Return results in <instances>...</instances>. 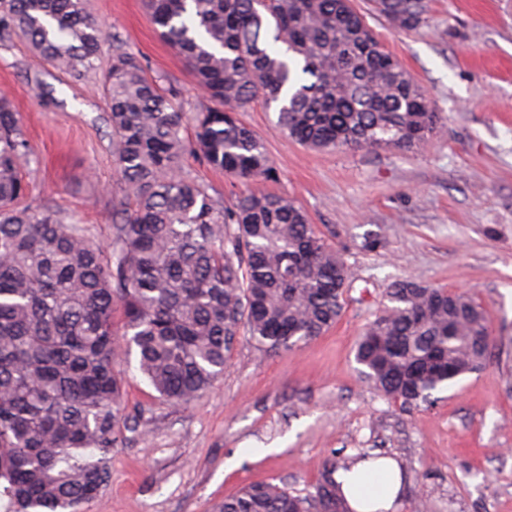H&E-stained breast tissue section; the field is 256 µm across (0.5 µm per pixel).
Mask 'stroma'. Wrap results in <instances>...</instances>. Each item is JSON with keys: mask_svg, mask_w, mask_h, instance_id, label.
<instances>
[{"mask_svg": "<svg viewBox=\"0 0 512 512\" xmlns=\"http://www.w3.org/2000/svg\"><path fill=\"white\" fill-rule=\"evenodd\" d=\"M385 51L425 90L443 127L406 152L318 151L291 139L276 112L253 101L239 119L263 141L275 176L242 183L193 156L184 166L218 203L246 191L285 194L343 257L349 288L325 334L290 350L239 341L213 388L190 407L160 404L134 364H122L129 410L156 420L124 433L112 479L86 512H212L244 486L276 479L304 489L331 453H387L405 474L398 512H512V0H427L412 30L352 0ZM147 74L204 102L185 60L159 36L144 0H88ZM112 48L79 83L0 42V90L23 117L31 160L28 202L85 225L112 245L122 181L101 94ZM55 102L45 106L38 91ZM410 278L464 293L487 311L494 337L485 367L411 412L382 399L358 373L355 345Z\"/></svg>", "mask_w": 512, "mask_h": 512, "instance_id": "35a3bbf8", "label": "stroma"}]
</instances>
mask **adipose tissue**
Wrapping results in <instances>:
<instances>
[{
  "label": "adipose tissue",
  "mask_w": 512,
  "mask_h": 512,
  "mask_svg": "<svg viewBox=\"0 0 512 512\" xmlns=\"http://www.w3.org/2000/svg\"><path fill=\"white\" fill-rule=\"evenodd\" d=\"M352 512H391L402 496L398 463L390 458L362 462L336 475Z\"/></svg>",
  "instance_id": "obj_1"
}]
</instances>
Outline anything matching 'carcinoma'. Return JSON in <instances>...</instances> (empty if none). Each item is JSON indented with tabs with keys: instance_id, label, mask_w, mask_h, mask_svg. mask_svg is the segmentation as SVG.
I'll return each mask as SVG.
<instances>
[{
	"instance_id": "carcinoma-1",
	"label": "carcinoma",
	"mask_w": 512,
	"mask_h": 512,
	"mask_svg": "<svg viewBox=\"0 0 512 512\" xmlns=\"http://www.w3.org/2000/svg\"><path fill=\"white\" fill-rule=\"evenodd\" d=\"M413 29L425 0H375ZM162 39L189 63L208 103L186 112L179 88L147 75L83 0H0V41L22 37L81 81L110 40L102 84L124 200L112 206L106 257L80 224L21 205L30 155L21 113L0 93V497L10 512H85L109 484V454L144 414L127 412L116 367L130 355L155 392L189 407L223 374L242 337L289 350L339 318L343 257L304 209L273 193L217 207L183 168L188 151L247 184L272 175L261 139L236 118L257 98L288 136L318 150L410 151L440 118L382 50L351 0H145ZM193 129V144L183 137ZM360 337L362 378L409 412L479 370L492 353L470 297L403 279ZM121 312L122 341L114 315ZM384 454L326 459L318 481L272 480L224 498L218 512H348L335 475Z\"/></svg>"
}]
</instances>
